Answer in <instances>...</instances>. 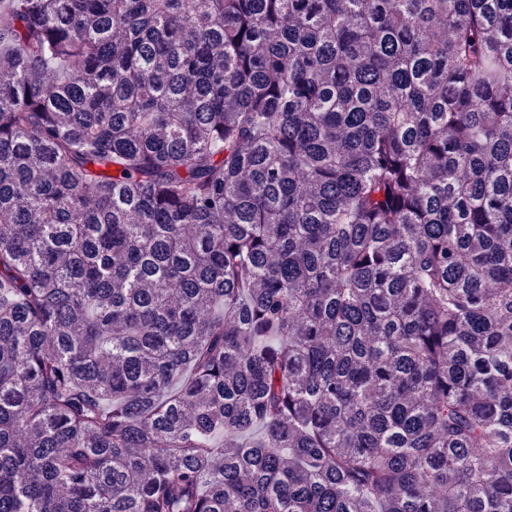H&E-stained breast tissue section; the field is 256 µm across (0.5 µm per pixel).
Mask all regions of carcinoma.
Masks as SVG:
<instances>
[{
	"label": "carcinoma",
	"instance_id": "obj_1",
	"mask_svg": "<svg viewBox=\"0 0 512 512\" xmlns=\"http://www.w3.org/2000/svg\"><path fill=\"white\" fill-rule=\"evenodd\" d=\"M0 512H512V0H0Z\"/></svg>",
	"mask_w": 512,
	"mask_h": 512
}]
</instances>
